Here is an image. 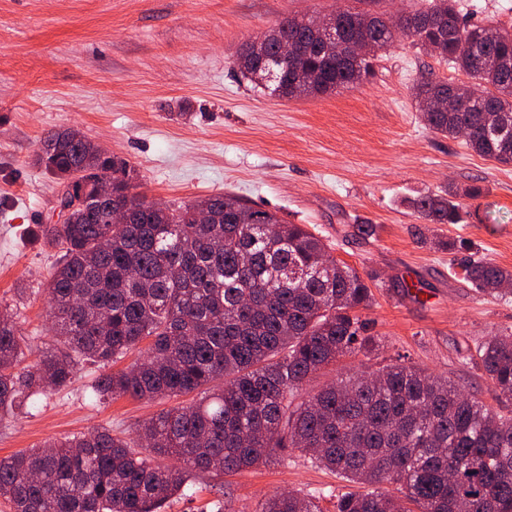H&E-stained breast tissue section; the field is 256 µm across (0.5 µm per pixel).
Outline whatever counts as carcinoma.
Returning a JSON list of instances; mask_svg holds the SVG:
<instances>
[{"mask_svg": "<svg viewBox=\"0 0 512 512\" xmlns=\"http://www.w3.org/2000/svg\"><path fill=\"white\" fill-rule=\"evenodd\" d=\"M328 18L347 40L368 42L358 69L320 54L304 18L289 17L279 37L239 53V70L252 80L272 68L273 96L326 94L370 77L379 52L412 37L470 78L417 80L425 124L452 138L465 128L468 149L512 164V71L495 66L512 59V31L467 23L454 0L398 17L343 9ZM283 39L299 47L290 62L278 59ZM37 163L61 185L79 170L96 180L110 170L112 193L66 224L39 225L38 239L60 253L47 289L56 347L20 367L28 343L0 306V416L67 387L84 363L106 368L134 352L132 367L98 377L97 396L201 398L159 412L133 443L94 431L0 458V498L12 512H161L199 473L242 471L290 449L352 484L336 512H512L511 415L399 359L305 391L322 369L377 348L362 316L369 285L305 225L231 194L153 206L136 192V169L74 127L47 133ZM482 194L450 188L412 207L431 224H457V198ZM117 209L128 223L111 233ZM464 271L489 296L512 284V270L491 262ZM476 356L498 397L512 400V334L480 343ZM167 457L178 464L161 466ZM261 512L321 509L313 494L279 492Z\"/></svg>", "mask_w": 512, "mask_h": 512, "instance_id": "cac0c4a2", "label": "carcinoma"}]
</instances>
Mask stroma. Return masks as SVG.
Listing matches in <instances>:
<instances>
[{
	"label": "stroma",
	"mask_w": 512,
	"mask_h": 512,
	"mask_svg": "<svg viewBox=\"0 0 512 512\" xmlns=\"http://www.w3.org/2000/svg\"><path fill=\"white\" fill-rule=\"evenodd\" d=\"M471 23L512 30V0H457ZM430 0H0V304L33 351L52 342L47 284L56 249L33 237L50 223L60 185L34 163L43 136L76 127L137 169L140 190L166 204L231 193L321 236L369 284L365 316L378 349L345 358L372 371L402 360L448 377L502 413L473 354L512 332V295L483 296L464 277L472 259L512 269V164L431 131L411 88L461 72L401 37L373 77L329 95L279 99L235 64L246 40L283 19L337 9L413 12ZM478 185L462 220L431 224L411 202ZM367 224L361 236L357 225ZM452 242V250L436 240ZM415 287L407 294L405 284ZM98 366L0 418V458L94 429L132 439L168 401L97 400ZM345 483L299 453L221 476L200 474L162 512H260L283 491L317 493L336 512Z\"/></svg>",
	"instance_id": "35a3bbf8"
}]
</instances>
